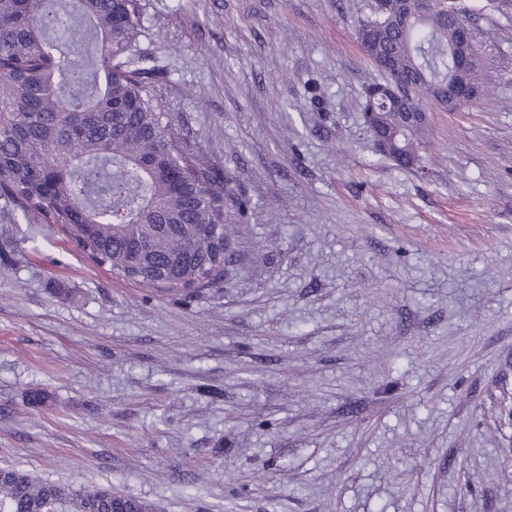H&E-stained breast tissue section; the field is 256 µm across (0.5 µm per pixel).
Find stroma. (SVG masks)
I'll return each instance as SVG.
<instances>
[{"mask_svg":"<svg viewBox=\"0 0 512 512\" xmlns=\"http://www.w3.org/2000/svg\"><path fill=\"white\" fill-rule=\"evenodd\" d=\"M142 4L250 203L237 262L152 293L0 199V467L154 512H512V12L465 0L483 94L420 174L361 120L371 0Z\"/></svg>","mask_w":512,"mask_h":512,"instance_id":"35a3bbf8","label":"stroma"}]
</instances>
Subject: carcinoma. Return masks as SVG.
<instances>
[{
  "label": "carcinoma",
  "instance_id": "carcinoma-1",
  "mask_svg": "<svg viewBox=\"0 0 512 512\" xmlns=\"http://www.w3.org/2000/svg\"><path fill=\"white\" fill-rule=\"evenodd\" d=\"M0 0V197L29 224H54L92 262L119 278L173 295L224 282L231 236L245 204L195 143L184 138L141 66V0ZM359 28L366 58L385 65L417 112L446 108L439 87L454 62L452 19L423 0H385ZM385 157L418 169L429 123L404 122L378 96ZM144 268L126 265L136 240ZM112 489L74 490L4 469L0 512H113Z\"/></svg>",
  "mask_w": 512,
  "mask_h": 512
}]
</instances>
